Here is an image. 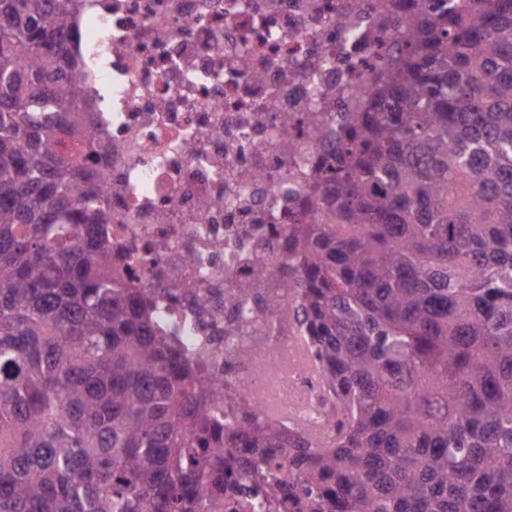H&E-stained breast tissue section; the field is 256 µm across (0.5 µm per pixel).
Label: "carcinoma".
<instances>
[{
    "instance_id": "1",
    "label": "carcinoma",
    "mask_w": 512,
    "mask_h": 512,
    "mask_svg": "<svg viewBox=\"0 0 512 512\" xmlns=\"http://www.w3.org/2000/svg\"><path fill=\"white\" fill-rule=\"evenodd\" d=\"M79 0H0V512H512V0H411L278 275L336 395L326 442L244 412L112 276ZM42 112L54 116L43 118ZM278 311L259 267L225 297Z\"/></svg>"
}]
</instances>
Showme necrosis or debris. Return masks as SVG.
<instances>
[{
	"mask_svg": "<svg viewBox=\"0 0 512 512\" xmlns=\"http://www.w3.org/2000/svg\"><path fill=\"white\" fill-rule=\"evenodd\" d=\"M396 0H81L67 34L112 207L114 274L153 293L181 351L236 401L325 433L332 404L282 289L224 304L255 267L278 268L287 226L312 207L338 120L367 111L400 37ZM355 37H348V30ZM294 119L284 129L283 116Z\"/></svg>",
	"mask_w": 512,
	"mask_h": 512,
	"instance_id": "1",
	"label": "necrosis or debris"
}]
</instances>
